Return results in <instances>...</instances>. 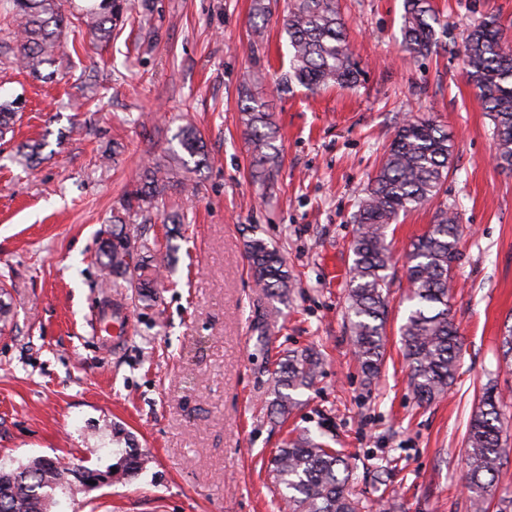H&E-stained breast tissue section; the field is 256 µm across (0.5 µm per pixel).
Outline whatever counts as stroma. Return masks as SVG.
Masks as SVG:
<instances>
[{
  "label": "stroma",
  "instance_id": "1",
  "mask_svg": "<svg viewBox=\"0 0 512 512\" xmlns=\"http://www.w3.org/2000/svg\"><path fill=\"white\" fill-rule=\"evenodd\" d=\"M444 36L414 58L400 44L403 0H338L362 70L351 89L280 93L288 68L287 0H273L265 40L249 55L252 0H151L108 45L68 32L52 79L28 76L0 6V97L21 98L15 137L0 149V465L38 457L69 469L51 512H288L270 460L286 438L323 433L357 480L361 512H470L466 429L485 386L512 423V368L500 350L512 326V172L496 163L493 125L463 75L469 29L512 0H432ZM269 106L278 131L273 184L254 173L241 91ZM431 118L453 144L439 194L399 217L404 263L436 212L463 229L451 299L463 347L455 384L429 404L409 385L400 341L407 283L389 294L386 354L367 378L347 319L358 202L402 116ZM206 143L195 191L169 192L144 237L154 296L102 287L94 255L113 209L150 155L177 147L184 123ZM40 140L38 157L22 147ZM181 223H167L170 214ZM260 237L284 256L295 286L278 317L245 259ZM117 298L127 339L107 350L97 309ZM323 357L312 389L273 416L269 367L291 351ZM146 460L128 482L94 490L128 444Z\"/></svg>",
  "mask_w": 512,
  "mask_h": 512
}]
</instances>
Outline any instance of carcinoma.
Segmentation results:
<instances>
[{"instance_id": "obj_1", "label": "carcinoma", "mask_w": 512, "mask_h": 512, "mask_svg": "<svg viewBox=\"0 0 512 512\" xmlns=\"http://www.w3.org/2000/svg\"><path fill=\"white\" fill-rule=\"evenodd\" d=\"M15 27L14 58L27 74L39 76L55 63L61 38L73 26L86 27L99 42H108L123 29L136 6L150 8V0H95L66 12L62 0H7ZM337 0H290L282 18L290 60L279 80L280 90L294 86L317 91L352 86L361 70L347 39ZM402 48L416 58L429 56L438 45L440 25L431 0H405ZM464 75L476 90L493 126L497 164L512 170V49L505 46L503 30L489 17L466 36L462 58ZM242 124L252 144L263 181L273 183L279 148L276 130L265 102L243 89ZM17 101L0 103V141L14 132ZM174 139L180 152L157 155L142 167L135 187L125 192L122 210L112 214L119 232L107 239L99 263L106 282L122 287L131 268L138 235L126 230L130 216L151 221L158 200L171 190L195 188L192 174L205 161L204 142L197 130L185 125ZM453 146L448 134L433 119L407 118L399 123L380 168L360 200L355 215L357 232L351 243L353 264L348 288V316L354 354L369 377L384 362V326L387 291L393 257L387 231L399 216L434 198L447 178ZM194 166H189V162ZM459 216L444 208L434 223L411 245L406 265L410 288L401 336L409 366V386L421 401L444 394L457 378L461 340L451 311L454 288L452 270L458 260ZM248 267L255 285L273 301L288 298L292 281L279 252L257 237L246 244ZM136 287L147 299L154 287L149 266L137 262ZM320 357L307 349L274 363L275 389L271 410L286 419L299 404L296 395L311 389L317 379ZM502 398L494 387L482 393L466 436L465 486L472 512H487L494 494L504 445ZM280 497L289 512H359L350 491L353 472L339 451L321 437L289 438L271 459ZM141 468V458L129 451L116 465L117 482ZM65 484V467L39 457L17 469L0 466V512H49L56 491Z\"/></svg>"}]
</instances>
